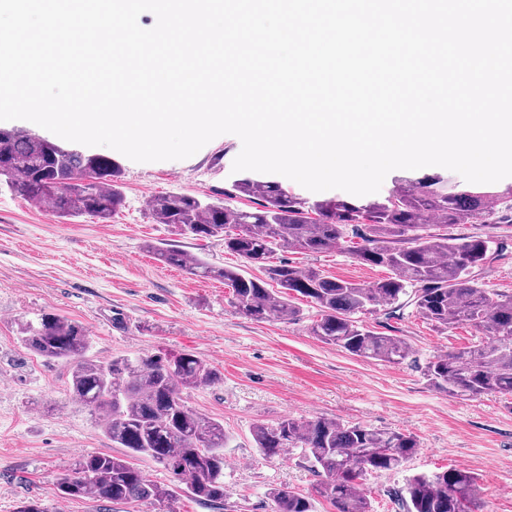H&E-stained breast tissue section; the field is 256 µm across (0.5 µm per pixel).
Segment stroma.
Here are the masks:
<instances>
[{
  "label": "stroma",
  "mask_w": 512,
  "mask_h": 512,
  "mask_svg": "<svg viewBox=\"0 0 512 512\" xmlns=\"http://www.w3.org/2000/svg\"><path fill=\"white\" fill-rule=\"evenodd\" d=\"M242 148L220 135L183 160L138 163L104 146L78 145L86 155L112 159L122 169L125 206L110 222L66 220L32 209L0 188V512H16L29 498L50 512H215L188 495L166 504H103L62 500L54 479L82 453H112L111 441L91 412L69 392L70 368L31 355L18 342L20 322L53 312L86 328L90 355L162 350L191 352L224 375L221 383L185 390L191 410L219 419L224 449L222 512H273L269 492L285 487L312 496L315 512H334L316 494L320 481L301 449L269 459L255 447L251 429L283 416L305 421L327 417L345 424L409 431L421 446L403 466L367 474L361 488L372 512H404L396 497L407 479L449 468L478 477L480 512H512V396L471 400L433 388L426 364L473 342L462 325L438 334L413 308L379 314V332L410 348L399 364L363 359L312 335L314 304L301 303L291 321H256L232 307V290L163 265L148 244H169L224 266L237 260L221 241L192 240L153 223L148 202L161 193L222 197ZM494 239L483 282L512 293V198L491 209L485 229ZM353 242L307 256L283 257L299 267L369 284L386 278L382 267L359 264Z\"/></svg>",
  "instance_id": "1"
}]
</instances>
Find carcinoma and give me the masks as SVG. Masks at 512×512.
I'll return each mask as SVG.
<instances>
[{"label": "carcinoma", "instance_id": "obj_1", "mask_svg": "<svg viewBox=\"0 0 512 512\" xmlns=\"http://www.w3.org/2000/svg\"><path fill=\"white\" fill-rule=\"evenodd\" d=\"M0 182L29 202H46L64 219L88 216L102 222L124 207L121 170L107 157L84 156L19 129H0ZM224 198L161 194L150 202L157 224L195 240L224 241V251L243 267L213 265L187 251L151 246L157 260L232 288L235 310L255 320L299 316L295 297L315 304L311 333L350 354L390 364L408 356L398 336H386L361 316H388L408 306L440 334L459 325L475 331L473 345L446 352L425 367L428 382L453 396L479 399L512 394V294L484 287L482 270L492 237H459L448 229L481 224L502 194L487 183L450 185L439 176H398L381 198L365 202L341 196L309 200L262 175L237 172ZM237 197L261 200V208L229 204ZM350 237L361 244L353 258L381 266L390 276L369 285L327 276L314 268L275 262L278 251L317 255ZM254 266L262 276H247ZM19 341L30 353L71 367L69 391L92 412L120 454H80L55 478L63 499L168 503L184 490L196 500L224 503V424L190 410L186 389L210 387L221 372L188 352L88 357L91 341L79 323L43 312L25 321ZM256 448L278 458L299 448L322 477L317 493L335 512H372L360 489L367 472L399 468L420 448L411 432L372 429L328 418L298 421L287 416L251 430ZM147 457L173 478L147 479L130 459ZM186 487H180L182 481ZM274 512H313L309 497L288 488L270 491ZM406 512H475L480 486L474 473L450 468L414 475L402 495Z\"/></svg>", "mask_w": 512, "mask_h": 512}]
</instances>
